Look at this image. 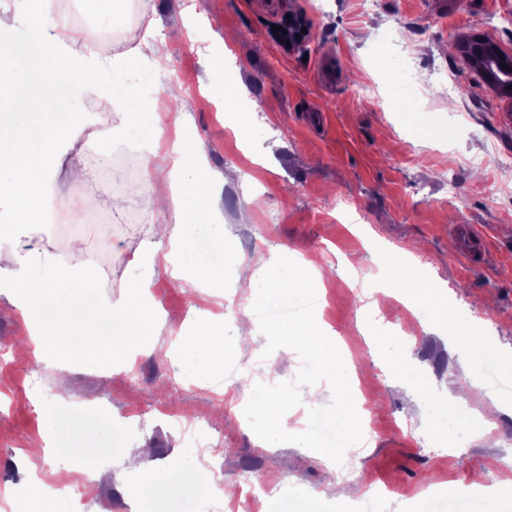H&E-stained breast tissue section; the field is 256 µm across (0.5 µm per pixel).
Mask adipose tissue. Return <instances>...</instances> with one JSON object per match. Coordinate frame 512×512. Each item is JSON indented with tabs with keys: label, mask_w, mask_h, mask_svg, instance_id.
<instances>
[{
	"label": "adipose tissue",
	"mask_w": 512,
	"mask_h": 512,
	"mask_svg": "<svg viewBox=\"0 0 512 512\" xmlns=\"http://www.w3.org/2000/svg\"><path fill=\"white\" fill-rule=\"evenodd\" d=\"M76 43L73 33L56 24L49 0H35L24 37L18 33L16 16L0 11V55L9 60L8 65H0V198H8L11 212L10 223L0 225V242L8 244L10 256L9 266H0V296L22 313L33 335L62 327L65 358L90 355L125 369L135 350L160 333L151 294L158 272L190 278L202 288L223 278L215 266L184 262L201 213L215 208L214 179L199 142L179 139L169 149L161 147L162 116L177 111L183 101L176 96L148 100L142 93L143 82L162 70L169 58L166 42L156 39L153 25H146L136 46L109 62L96 53L76 50ZM119 73L129 74L130 82L113 84ZM107 86L120 121L100 131L97 114L80 111L79 104ZM90 128L105 149L117 141L137 142L146 156L147 171L144 183L132 185L130 192L137 195L151 188L160 207L173 216L172 223L134 252L129 264L142 275L127 282L116 300L102 294L98 266L84 259L82 242L72 243L68 262L21 243L44 209L61 157ZM43 267L50 270V280L35 277V270ZM387 270L394 297L422 302L436 321H447L446 288L420 280L405 260H388ZM264 272L263 286L251 292L247 307L268 296L289 301L322 288L320 273L308 261L286 281L272 266H265ZM457 330L466 337L477 364H494L502 376H512V360L498 355L478 324L463 320Z\"/></svg>",
	"instance_id": "obj_1"
}]
</instances>
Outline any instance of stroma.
<instances>
[{
  "label": "stroma",
  "instance_id": "35a3bbf8",
  "mask_svg": "<svg viewBox=\"0 0 512 512\" xmlns=\"http://www.w3.org/2000/svg\"><path fill=\"white\" fill-rule=\"evenodd\" d=\"M129 44L154 18L170 60L151 79L155 88H182V131L202 143L208 166L235 170L217 185L223 221L196 225V239L225 240L224 282L191 291L189 279L160 273L152 292L167 317L157 350L136 356L138 376L107 372L86 356L70 362L66 396L57 371L20 359L30 344L14 306L0 299V341L16 351L0 363V476L16 481L22 496L11 512H71L70 500L36 496L30 469L47 465V486L59 473V453L77 452L85 467L107 443L116 453L95 487L85 490L87 512L135 503L146 512H198L206 475L183 456V432L199 408L224 441V483L244 475L293 479V487L263 503V512H347L333 497L334 470L314 451L292 443L259 446L243 404H227L224 368L189 358L172 338L191 335L209 321L233 345L242 320L225 319V298L240 294L242 270L259 272L272 261L280 273L301 260L324 274L316 309L342 356L355 361L361 384L376 383L367 402L375 428L364 431L343 464L349 484L395 486L396 512H413L426 484H443L425 499V512H512V500L488 491L512 484L501 455H512V409L492 420L494 443L465 439L454 466L427 453L442 425L435 413L448 400V379L465 375V337L454 316L478 318L498 348L512 357V179L486 153L487 139L512 147V97L486 84L459 50L478 36L512 54V0H138ZM305 20L304 45H287L282 28ZM243 87L228 98L224 84ZM247 122L249 139L237 134ZM441 126L445 142L427 141L425 127ZM103 153L83 139L58 167L41 226L28 247L64 257L72 238L100 264L104 291L119 298L137 277L128 257L169 222L151 198L129 197L124 184L103 185ZM98 182L99 211L110 224L76 223L57 212L55 200H72V167ZM428 256L425 274L451 286V323L436 327L396 299L377 304L372 285L388 256ZM408 355L410 378L383 379L394 355ZM183 410L181 421L170 408ZM52 437L49 451L27 458L29 444ZM152 448L155 483L127 472L120 452L138 441Z\"/></svg>",
  "mask_w": 512,
  "mask_h": 512
}]
</instances>
